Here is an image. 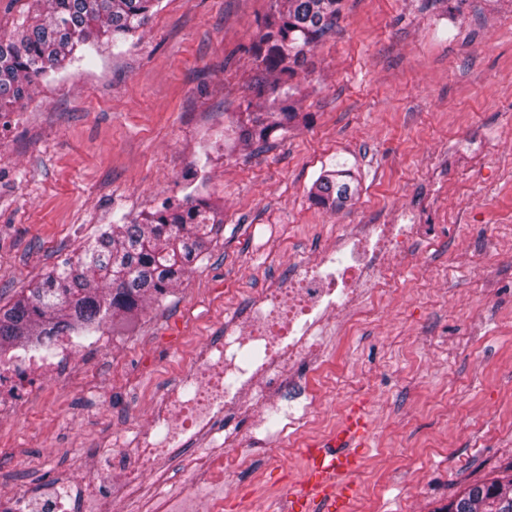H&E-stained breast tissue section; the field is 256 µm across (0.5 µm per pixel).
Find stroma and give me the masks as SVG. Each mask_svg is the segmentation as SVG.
Listing matches in <instances>:
<instances>
[{"label": "stroma", "mask_w": 512, "mask_h": 512, "mask_svg": "<svg viewBox=\"0 0 512 512\" xmlns=\"http://www.w3.org/2000/svg\"><path fill=\"white\" fill-rule=\"evenodd\" d=\"M272 0H160L135 38L34 87L0 123V305L107 224L152 212L208 177L223 222L162 300L105 323L110 349L76 356L0 422V496L88 472L86 451L147 421L164 377L217 339L249 298L284 282L350 224L402 213L440 227L412 253L378 322L331 336L330 369L302 438L251 455L224 512H277L305 442L355 408L371 450L351 512H438L512 466V0H341L329 33L282 79L298 121L268 146L227 147L230 126L270 97L252 48ZM353 167L359 195L332 211L311 187ZM494 246L484 270L468 260ZM237 291L210 302L212 289Z\"/></svg>", "instance_id": "1"}]
</instances>
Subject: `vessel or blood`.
<instances>
[{
  "label": "vessel or blood",
  "mask_w": 512,
  "mask_h": 512,
  "mask_svg": "<svg viewBox=\"0 0 512 512\" xmlns=\"http://www.w3.org/2000/svg\"><path fill=\"white\" fill-rule=\"evenodd\" d=\"M368 420L363 410L351 411L328 443L304 448L306 465L289 492L292 512H347L354 495L350 477L368 447Z\"/></svg>",
  "instance_id": "b4317fda"
}]
</instances>
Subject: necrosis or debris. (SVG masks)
Instances as JSON below:
<instances>
[{"label":"necrosis or debris","mask_w":512,"mask_h":512,"mask_svg":"<svg viewBox=\"0 0 512 512\" xmlns=\"http://www.w3.org/2000/svg\"><path fill=\"white\" fill-rule=\"evenodd\" d=\"M437 232L434 224H362L334 245L294 260L284 285L254 295L225 324L223 336L193 350L192 365L153 403L149 425L120 434L116 448L91 451V471L79 485L55 483L37 498H0V512H58L69 498L76 501L74 512H107L111 502L137 504L142 512H223L218 491L224 472L243 463L239 431L228 416L251 405L258 414L250 425L261 429V412L277 408L281 390L299 379L301 369L326 367L325 335L360 319L378 320L376 298L399 287L410 250L429 247ZM111 344L103 334L86 344L62 336L52 356L29 353L0 363V417L24 403L32 376L50 378L69 368L74 353ZM316 406L311 400L298 410L277 408L282 428L303 429ZM173 458L187 478L175 500L163 492ZM148 481L153 491L145 495Z\"/></svg>","instance_id":"1"}]
</instances>
